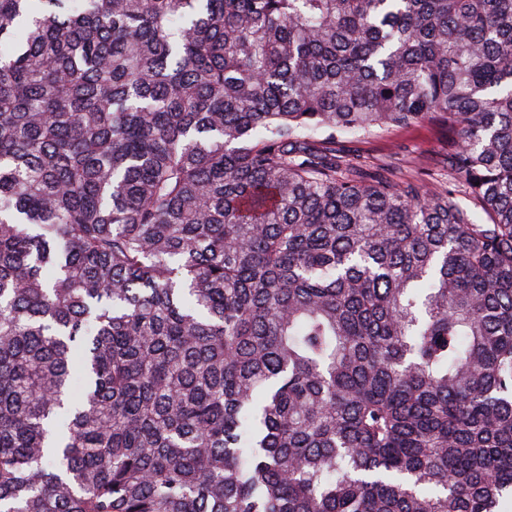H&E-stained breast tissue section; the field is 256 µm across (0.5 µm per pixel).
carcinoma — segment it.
<instances>
[{
  "instance_id": "carcinoma-1",
  "label": "carcinoma",
  "mask_w": 512,
  "mask_h": 512,
  "mask_svg": "<svg viewBox=\"0 0 512 512\" xmlns=\"http://www.w3.org/2000/svg\"><path fill=\"white\" fill-rule=\"evenodd\" d=\"M506 499L512 0H0V512ZM447 137L448 123L437 118L421 125L394 127L372 135H340L336 139V148L342 149L354 161L388 169L400 181L423 182L427 187L450 184L455 189L457 205L482 220L485 216L468 191L439 165Z\"/></svg>"
}]
</instances>
